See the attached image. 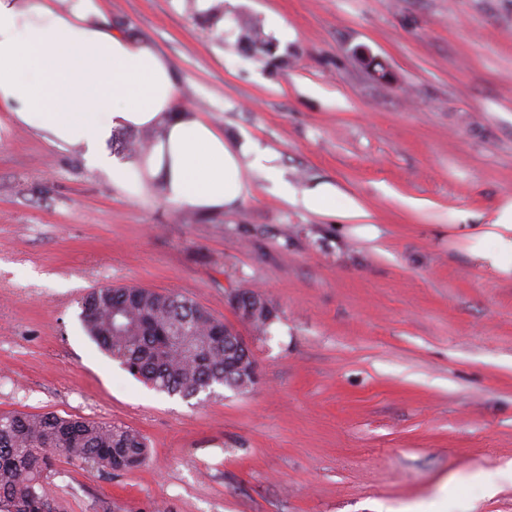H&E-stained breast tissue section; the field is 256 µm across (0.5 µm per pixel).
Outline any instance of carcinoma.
Returning a JSON list of instances; mask_svg holds the SVG:
<instances>
[{
  "mask_svg": "<svg viewBox=\"0 0 512 512\" xmlns=\"http://www.w3.org/2000/svg\"><path fill=\"white\" fill-rule=\"evenodd\" d=\"M233 299L235 310L259 331L277 318L273 304L256 291L238 289ZM81 308L84 329L100 348L160 392L193 398L221 387L244 393L253 385L251 354L224 340V322L180 294L94 288ZM181 321L193 329L188 346L167 336ZM148 456L145 437L129 427L53 412L0 413V512H60L46 482L60 460L127 471Z\"/></svg>",
  "mask_w": 512,
  "mask_h": 512,
  "instance_id": "carcinoma-1",
  "label": "carcinoma"
}]
</instances>
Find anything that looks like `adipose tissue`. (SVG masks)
I'll return each instance as SVG.
<instances>
[{"instance_id": "1", "label": "adipose tissue", "mask_w": 512, "mask_h": 512, "mask_svg": "<svg viewBox=\"0 0 512 512\" xmlns=\"http://www.w3.org/2000/svg\"><path fill=\"white\" fill-rule=\"evenodd\" d=\"M0 112L52 146H81L89 168L124 191L158 186L165 202L201 214L235 208L264 157L250 140L231 142L179 101L170 59L156 45L112 27L98 0H0ZM159 129L142 156L121 161L118 129ZM471 262L512 279V203L493 223L463 227Z\"/></svg>"}]
</instances>
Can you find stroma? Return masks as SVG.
Instances as JSON below:
<instances>
[{
  "label": "stroma",
  "mask_w": 512,
  "mask_h": 512,
  "mask_svg": "<svg viewBox=\"0 0 512 512\" xmlns=\"http://www.w3.org/2000/svg\"><path fill=\"white\" fill-rule=\"evenodd\" d=\"M186 2L100 0L170 58L186 105L272 153L236 208L121 192L80 147L0 126V412L150 447L131 472L57 463L62 512H512L493 479L512 462V282L453 230L512 202V0ZM244 25L263 44L240 49ZM323 183L337 215L303 201ZM106 285L193 299L247 341L257 384L146 386L82 326ZM240 288L276 307L268 333L231 306Z\"/></svg>",
  "instance_id": "obj_1"
}]
</instances>
